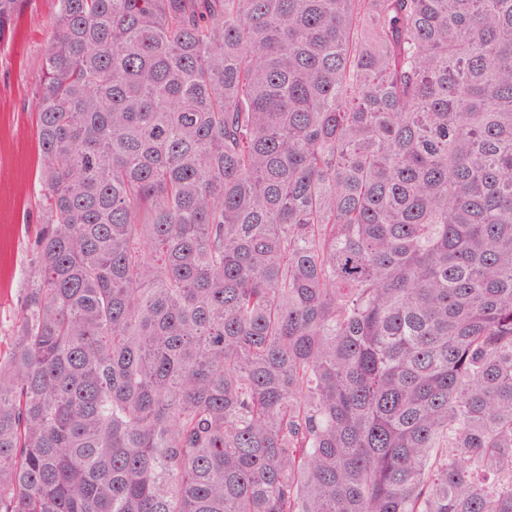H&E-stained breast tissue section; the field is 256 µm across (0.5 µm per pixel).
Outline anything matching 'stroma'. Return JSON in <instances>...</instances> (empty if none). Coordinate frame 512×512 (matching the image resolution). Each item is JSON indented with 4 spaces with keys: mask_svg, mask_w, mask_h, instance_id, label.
I'll list each match as a JSON object with an SVG mask.
<instances>
[{
    "mask_svg": "<svg viewBox=\"0 0 512 512\" xmlns=\"http://www.w3.org/2000/svg\"><path fill=\"white\" fill-rule=\"evenodd\" d=\"M59 0H27L13 34L0 42V332L26 286L41 156L32 91Z\"/></svg>",
    "mask_w": 512,
    "mask_h": 512,
    "instance_id": "obj_1",
    "label": "stroma"
}]
</instances>
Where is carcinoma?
<instances>
[{
  "label": "carcinoma",
  "mask_w": 512,
  "mask_h": 512,
  "mask_svg": "<svg viewBox=\"0 0 512 512\" xmlns=\"http://www.w3.org/2000/svg\"><path fill=\"white\" fill-rule=\"evenodd\" d=\"M40 71L0 512H512V0H60Z\"/></svg>",
  "instance_id": "cac0c4a2"
}]
</instances>
